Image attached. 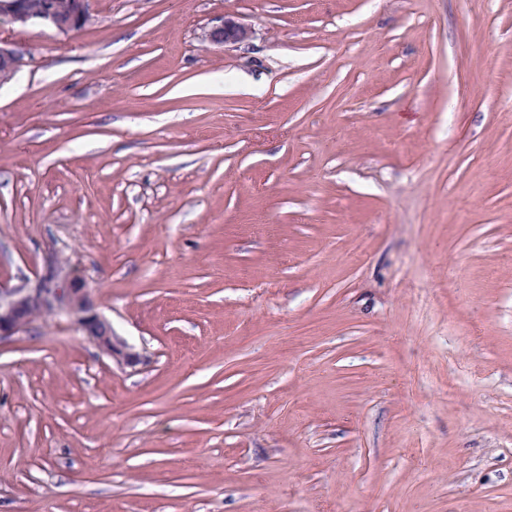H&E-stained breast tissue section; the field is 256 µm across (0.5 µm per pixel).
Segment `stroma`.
<instances>
[{"label": "stroma", "instance_id": "obj_1", "mask_svg": "<svg viewBox=\"0 0 512 512\" xmlns=\"http://www.w3.org/2000/svg\"><path fill=\"white\" fill-rule=\"evenodd\" d=\"M0 38V286L66 257L142 355L0 342V512H512V0ZM251 29L238 21L233 15L224 17L202 28L199 39L202 43L214 47H234L248 42ZM25 53L14 43L0 38V83L10 81L28 63Z\"/></svg>", "mask_w": 512, "mask_h": 512}]
</instances>
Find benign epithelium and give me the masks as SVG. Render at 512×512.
<instances>
[{
	"label": "benign epithelium",
	"mask_w": 512,
	"mask_h": 512,
	"mask_svg": "<svg viewBox=\"0 0 512 512\" xmlns=\"http://www.w3.org/2000/svg\"><path fill=\"white\" fill-rule=\"evenodd\" d=\"M93 0H73L71 9L61 14L53 0H46L39 12L29 11L23 0H0V19L18 27L47 26L63 35H74L92 20ZM251 29L228 14L202 28L199 39L214 47H234L248 42ZM27 64L25 53L14 43L0 38V83L10 81ZM64 316L98 350L118 365L134 367L141 356L121 337L99 311V305L87 282L78 276L68 259L55 255L35 276L32 285L0 287V342L30 332L35 323L33 311Z\"/></svg>",
	"instance_id": "1"
}]
</instances>
